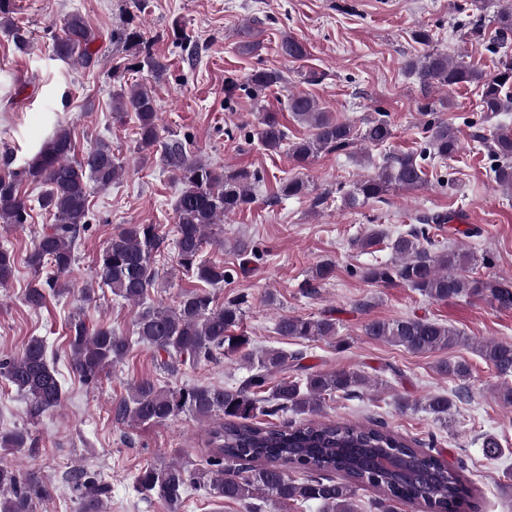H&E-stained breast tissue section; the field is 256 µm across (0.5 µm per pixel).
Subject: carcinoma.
<instances>
[{
    "instance_id": "carcinoma-1",
    "label": "carcinoma",
    "mask_w": 512,
    "mask_h": 512,
    "mask_svg": "<svg viewBox=\"0 0 512 512\" xmlns=\"http://www.w3.org/2000/svg\"><path fill=\"white\" fill-rule=\"evenodd\" d=\"M12 0H0V19L12 34L17 49L28 46L27 30L11 20ZM495 36L512 32V0H497ZM98 32L79 13L68 15L60 28L51 32L53 55L64 62L75 57L89 64L91 46ZM424 52L409 60L407 68L421 85L454 88H478V107L485 118L500 112H512V60L499 61L498 72L488 75L448 53L431 47L427 29L414 32ZM280 54L290 62L304 59L306 45L288 34L280 38ZM286 82L283 72L257 69L247 78L255 95ZM117 112H132L137 120L138 151L148 157L161 151L163 164L171 179L180 185L174 204V249L177 264L207 286L224 284L231 274L224 265L200 259L204 244L222 243L220 219L244 211L255 201L258 175L245 169L228 170L199 159L178 140H162L158 123V104L152 91L141 85L113 95ZM288 112L297 121L309 125L307 137L289 145L291 158L305 165L323 152H344L356 141L371 146L387 143L393 126L383 112L363 122L361 131L322 110L306 94L288 95ZM426 146L419 154L401 153L384 159L376 171L360 180L344 195L346 206L359 201L380 199L392 189L413 190L427 183L424 161L446 160L458 151V138L448 122L433 120L425 124ZM255 135L270 152L281 149L288 140V128L277 112H264L258 118ZM489 156L494 158L495 183L512 191V132L501 130L491 137L478 136ZM75 146L70 130L60 125L19 172L0 174V223L24 224L31 210L30 196L20 189L24 179L39 188L37 203L53 217L54 223L34 235L26 264L40 274L50 266L57 274L70 271L76 263V243L81 230L89 224L91 191L105 190L117 182L124 167L116 162L112 146L99 143L80 159L74 158ZM286 197L302 198L310 194L309 184L292 178L280 187ZM388 242L393 258L377 262L362 271L363 279L379 286L402 283L435 302L459 297L484 300L500 309H512V276L479 280L465 275L475 258L463 248L432 251L426 230L412 229L387 238L380 228H372L356 240L362 250ZM165 247V238L153 224H126L99 252L96 264L102 282L112 293L133 305H142L135 320L137 340L160 355L163 367L175 373L187 363L212 360L219 355H238L248 376L236 387L193 385L161 389L149 380L130 387V394L116 408L123 421L136 425L164 424L180 413H188L201 422H213L208 430V453L199 466L190 469L178 462L160 467L147 466L135 476L142 494H155L179 512L187 492L202 487L218 498L234 500L253 512V500L274 505V512L294 501L319 503L323 512H354L358 491L379 493L376 505L383 512H395L394 504L421 506L426 512H457L472 495L463 475L440 463L432 448H416L413 441L389 429L384 423H356L321 418L326 395L354 397L371 387L368 376L357 370L305 371L302 354L279 348L258 352L246 349V336H234L243 319L245 298L222 304L206 289L186 290L177 305L145 306L143 301L158 279L154 257ZM15 273V257L0 248V288L7 287ZM334 273V264L315 265L305 281L313 293ZM55 279L35 280L24 293V303L32 310L44 307L47 291L55 290ZM280 336L304 340L336 337V319L329 312L317 317L281 315L276 322ZM364 335L403 347L412 353H428L451 348L463 341L460 331L437 319L402 317L372 320L364 325ZM68 349L72 369L87 384L98 381L102 372L121 362L131 340L110 327L89 328L79 316L69 321ZM476 352L500 377H512V343L485 340ZM302 371L295 377L288 368ZM436 372L459 382L448 395L428 396L425 409L443 426L456 401L469 397L471 367L462 360H442ZM0 378L14 387L28 402L29 416L37 420L61 406L65 395L61 374L48 356L44 339L30 338L16 356L0 358ZM304 415L302 421L288 420V414ZM278 417V424L262 425L257 415ZM483 455L489 460L502 453L498 437L481 435ZM0 448L28 456L36 454L30 434L13 429L0 434ZM384 453L396 458L400 474L371 470L361 458ZM295 469L300 478L288 475ZM77 493V512H106L104 497L109 485L95 473L81 468L71 475ZM49 498V488L35 471L24 475L0 465V512H33L39 502Z\"/></svg>"
}]
</instances>
